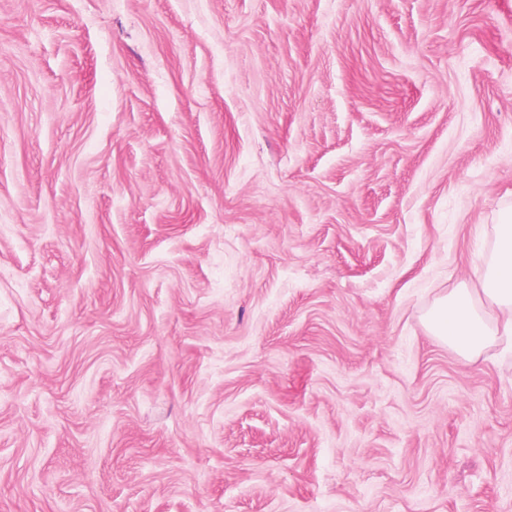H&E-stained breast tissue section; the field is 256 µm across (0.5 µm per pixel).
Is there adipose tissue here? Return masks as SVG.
<instances>
[{"label":"adipose tissue","instance_id":"obj_1","mask_svg":"<svg viewBox=\"0 0 512 512\" xmlns=\"http://www.w3.org/2000/svg\"><path fill=\"white\" fill-rule=\"evenodd\" d=\"M495 248L482 268L480 292L459 288L441 297L425 318L426 329L464 359L497 340L512 342V216L495 225Z\"/></svg>","mask_w":512,"mask_h":512}]
</instances>
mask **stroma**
Returning <instances> with one entry per match:
<instances>
[{"mask_svg":"<svg viewBox=\"0 0 512 512\" xmlns=\"http://www.w3.org/2000/svg\"><path fill=\"white\" fill-rule=\"evenodd\" d=\"M508 208L512 0H0V512H512ZM512 210L494 227V253L482 267L481 292L493 309L486 313L470 288L441 297L425 318L426 329L464 359L480 354L497 340L512 342Z\"/></svg>","mask_w":512,"mask_h":512,"instance_id":"obj_1","label":"stroma"}]
</instances>
